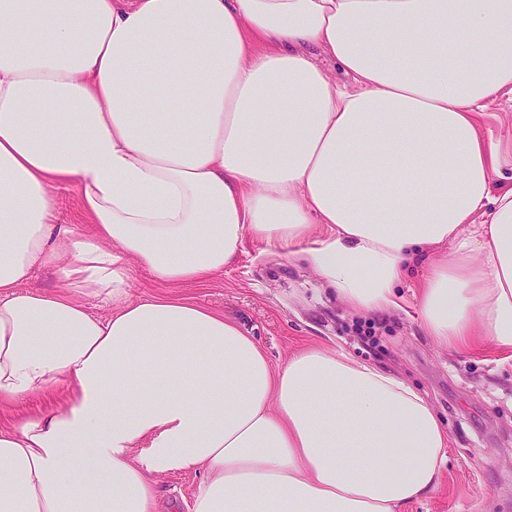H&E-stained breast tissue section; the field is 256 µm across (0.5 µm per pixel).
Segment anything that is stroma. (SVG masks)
I'll return each instance as SVG.
<instances>
[{"label":"stroma","mask_w":512,"mask_h":512,"mask_svg":"<svg viewBox=\"0 0 512 512\" xmlns=\"http://www.w3.org/2000/svg\"><path fill=\"white\" fill-rule=\"evenodd\" d=\"M181 293L235 319L273 363L336 348L424 392L448 432V462L407 512H512V359L493 345L449 351L415 315L355 313L314 269L250 238L223 276Z\"/></svg>","instance_id":"1"}]
</instances>
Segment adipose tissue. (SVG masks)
<instances>
[{
    "mask_svg": "<svg viewBox=\"0 0 512 512\" xmlns=\"http://www.w3.org/2000/svg\"><path fill=\"white\" fill-rule=\"evenodd\" d=\"M506 95L512 0H0V410L69 389L0 428V512H176L155 478L181 470L189 512L434 490L448 434L414 387L319 346L274 364L178 290L249 237L355 312L512 353V192L477 121ZM135 268L163 294L131 299Z\"/></svg>",
    "mask_w": 512,
    "mask_h": 512,
    "instance_id": "ef3b65f1",
    "label": "adipose tissue"
}]
</instances>
